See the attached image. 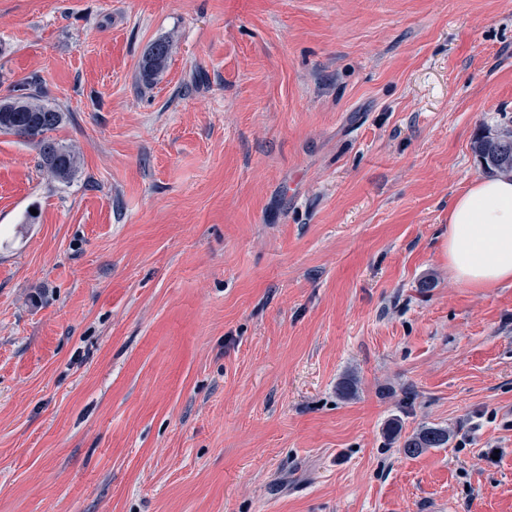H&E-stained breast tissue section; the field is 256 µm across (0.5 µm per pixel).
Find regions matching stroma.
<instances>
[{
	"mask_svg": "<svg viewBox=\"0 0 512 512\" xmlns=\"http://www.w3.org/2000/svg\"><path fill=\"white\" fill-rule=\"evenodd\" d=\"M33 77L78 166L0 133V512H512V283L446 252L512 0H0ZM172 45L168 40L155 41L144 55L140 72L146 82L152 81L167 65ZM448 442L447 429L435 426H426L404 437L401 448L407 456L420 454L426 448H440Z\"/></svg>",
	"mask_w": 512,
	"mask_h": 512,
	"instance_id": "35a3bbf8",
	"label": "stroma"
}]
</instances>
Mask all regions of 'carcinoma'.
Returning a JSON list of instances; mask_svg holds the SVG:
<instances>
[{"mask_svg": "<svg viewBox=\"0 0 512 512\" xmlns=\"http://www.w3.org/2000/svg\"><path fill=\"white\" fill-rule=\"evenodd\" d=\"M171 49L168 40H157L150 46L140 65L145 81H152L166 68ZM63 118L64 113L43 103L37 93L22 92L0 100V133L13 134L32 144L38 150L40 167L62 182L71 178L78 164L77 153L52 136ZM471 149L486 172L512 176V137L493 144L483 129L475 136ZM447 443L448 430L426 426L403 438L401 448L405 455L415 456L426 448H440Z\"/></svg>", "mask_w": 512, "mask_h": 512, "instance_id": "cac0c4a2", "label": "carcinoma"}]
</instances>
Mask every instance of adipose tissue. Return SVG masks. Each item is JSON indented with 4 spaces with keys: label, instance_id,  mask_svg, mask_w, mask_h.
<instances>
[{
    "label": "adipose tissue",
    "instance_id": "obj_1",
    "mask_svg": "<svg viewBox=\"0 0 512 512\" xmlns=\"http://www.w3.org/2000/svg\"><path fill=\"white\" fill-rule=\"evenodd\" d=\"M448 274L467 288L512 283V178L474 181L448 215Z\"/></svg>",
    "mask_w": 512,
    "mask_h": 512
}]
</instances>
